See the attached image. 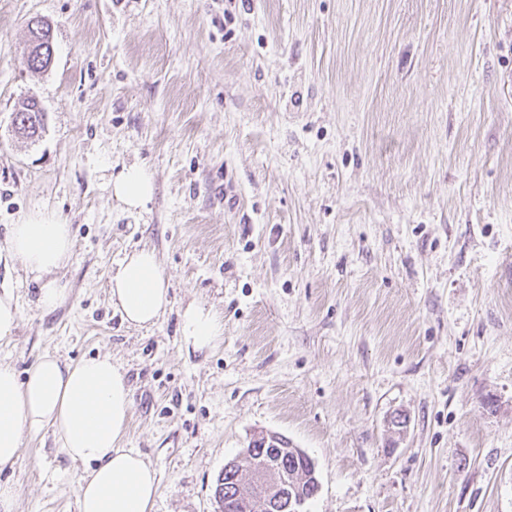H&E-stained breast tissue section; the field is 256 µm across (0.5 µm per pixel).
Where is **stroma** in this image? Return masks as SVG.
<instances>
[{"label":"stroma","instance_id":"1","mask_svg":"<svg viewBox=\"0 0 512 512\" xmlns=\"http://www.w3.org/2000/svg\"><path fill=\"white\" fill-rule=\"evenodd\" d=\"M30 95L36 140L11 125ZM133 164L154 192L130 213L109 183ZM36 211L72 226L68 292L41 312L0 261V362L111 355L153 512H216L266 432L314 464L302 512H512V0H0V248ZM143 247L172 304L132 327L109 279ZM192 301L224 320L205 353ZM84 470L46 427L0 483L78 512ZM21 319L16 298L9 292L0 295V340L12 336ZM180 336L182 344L198 352L213 349L224 335V322L212 310L201 305L190 304L180 314Z\"/></svg>","mask_w":512,"mask_h":512}]
</instances>
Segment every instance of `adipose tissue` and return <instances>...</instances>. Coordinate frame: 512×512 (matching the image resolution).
<instances>
[{
    "instance_id": "adipose-tissue-1",
    "label": "adipose tissue",
    "mask_w": 512,
    "mask_h": 512,
    "mask_svg": "<svg viewBox=\"0 0 512 512\" xmlns=\"http://www.w3.org/2000/svg\"><path fill=\"white\" fill-rule=\"evenodd\" d=\"M154 190L151 173L142 166L122 168L111 184L127 211L142 207ZM6 251L19 259L38 282L37 306L55 310L64 290L49 282L73 252L72 228L48 212H32L12 225ZM110 298L129 325L155 324L171 304L168 280L154 250L127 254L110 278ZM224 334L222 319L192 304L180 315L185 347L213 349ZM132 410L126 374L111 356L64 363L44 355L18 376L0 363V467L14 464L26 433L50 427L60 450L85 464L78 489V512H152L157 495L155 469L132 449L122 447Z\"/></svg>"
}]
</instances>
